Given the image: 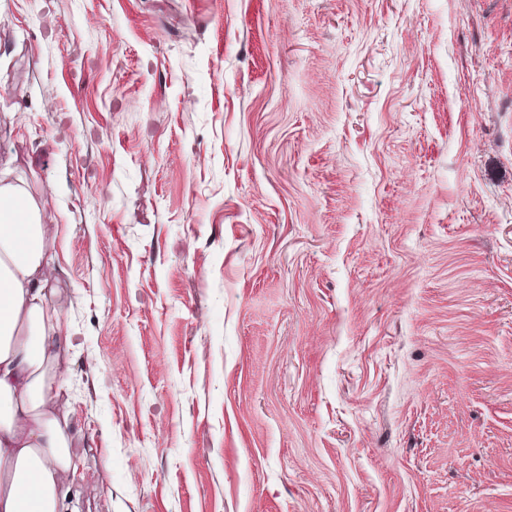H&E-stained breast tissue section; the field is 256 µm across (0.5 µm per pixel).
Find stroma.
I'll use <instances>...</instances> for the list:
<instances>
[{
	"instance_id": "1",
	"label": "stroma",
	"mask_w": 512,
	"mask_h": 512,
	"mask_svg": "<svg viewBox=\"0 0 512 512\" xmlns=\"http://www.w3.org/2000/svg\"><path fill=\"white\" fill-rule=\"evenodd\" d=\"M0 159L79 512H512V0H0Z\"/></svg>"
}]
</instances>
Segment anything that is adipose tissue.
Listing matches in <instances>:
<instances>
[{"label":"adipose tissue","instance_id":"adipose-tissue-1","mask_svg":"<svg viewBox=\"0 0 512 512\" xmlns=\"http://www.w3.org/2000/svg\"><path fill=\"white\" fill-rule=\"evenodd\" d=\"M52 231L26 189L0 181V512H77L59 374L71 338L47 295Z\"/></svg>","mask_w":512,"mask_h":512}]
</instances>
